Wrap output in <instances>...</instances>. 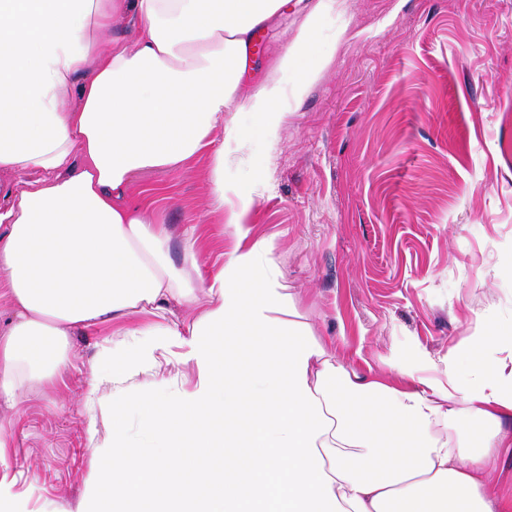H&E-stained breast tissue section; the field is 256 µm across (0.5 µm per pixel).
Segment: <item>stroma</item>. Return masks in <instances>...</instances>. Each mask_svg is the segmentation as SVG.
I'll use <instances>...</instances> for the list:
<instances>
[{
    "label": "stroma",
    "instance_id": "35a3bbf8",
    "mask_svg": "<svg viewBox=\"0 0 512 512\" xmlns=\"http://www.w3.org/2000/svg\"><path fill=\"white\" fill-rule=\"evenodd\" d=\"M307 9L290 0L261 34L254 81ZM316 46L320 75L275 142L229 112L248 148L228 177L250 191L252 237L271 243L303 322L344 364L396 383L392 362L420 350L422 374L442 373L449 349L512 327V0H337ZM127 198L154 199L176 267L213 272L237 244L210 206L207 154L136 175ZM111 333L74 330L51 382L0 403V475L31 512H76L107 464L92 442L111 436L112 390L92 411L84 395Z\"/></svg>",
    "mask_w": 512,
    "mask_h": 512
}]
</instances>
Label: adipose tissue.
Wrapping results in <instances>:
<instances>
[{
    "label": "adipose tissue",
    "mask_w": 512,
    "mask_h": 512,
    "mask_svg": "<svg viewBox=\"0 0 512 512\" xmlns=\"http://www.w3.org/2000/svg\"><path fill=\"white\" fill-rule=\"evenodd\" d=\"M287 0H0V282L15 313L0 334V401L67 365L74 329L118 322L87 392L112 384V440L78 512H512L491 484L512 455V328L471 337L468 380L401 368L391 385L347 367L299 321L270 247L248 243L250 198L225 172L251 112L267 139L319 71L315 35L336 0H312L295 40L251 84L255 40ZM125 22L132 39L111 37ZM222 139H215V131ZM211 155L214 211L238 240L192 280L168 258L134 175ZM40 169L49 180L9 181ZM195 313L176 324L173 306ZM192 367L190 392H142L161 361ZM139 412L163 438L123 436ZM125 440L132 448H141L152 452H155L160 446L159 440L148 431L142 417L135 412L127 415Z\"/></svg>",
    "instance_id": "adipose-tissue-1"
}]
</instances>
